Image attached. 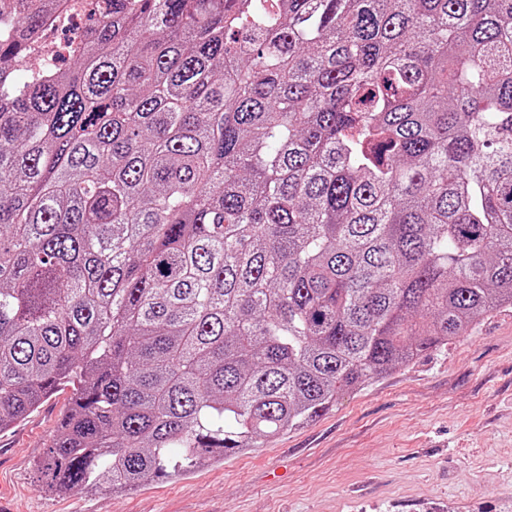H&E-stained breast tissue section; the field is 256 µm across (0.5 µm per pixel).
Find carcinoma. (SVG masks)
<instances>
[{"label":"carcinoma","mask_w":512,"mask_h":512,"mask_svg":"<svg viewBox=\"0 0 512 512\" xmlns=\"http://www.w3.org/2000/svg\"><path fill=\"white\" fill-rule=\"evenodd\" d=\"M0 2V431L126 491L512 305V0ZM71 0L66 7L60 9L43 27L31 51L37 61L54 60L66 54V44L57 42V34L69 28L80 15L76 8L77 3ZM69 5V6H68Z\"/></svg>","instance_id":"obj_1"}]
</instances>
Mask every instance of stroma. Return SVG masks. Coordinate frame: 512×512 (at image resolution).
Masks as SVG:
<instances>
[{
    "instance_id": "1",
    "label": "stroma",
    "mask_w": 512,
    "mask_h": 512,
    "mask_svg": "<svg viewBox=\"0 0 512 512\" xmlns=\"http://www.w3.org/2000/svg\"><path fill=\"white\" fill-rule=\"evenodd\" d=\"M71 394L0 432L9 512H512V306L252 451L125 492L40 489Z\"/></svg>"
}]
</instances>
